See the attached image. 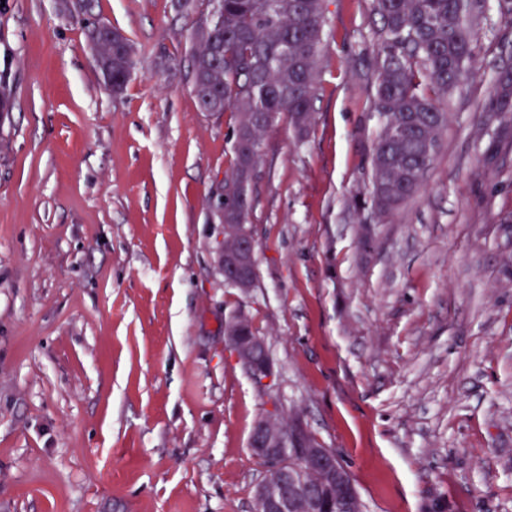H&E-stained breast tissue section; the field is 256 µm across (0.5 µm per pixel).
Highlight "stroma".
Here are the masks:
<instances>
[{
	"label": "stroma",
	"mask_w": 512,
	"mask_h": 512,
	"mask_svg": "<svg viewBox=\"0 0 512 512\" xmlns=\"http://www.w3.org/2000/svg\"><path fill=\"white\" fill-rule=\"evenodd\" d=\"M314 124L264 139L257 283L220 272L212 207L233 113L200 111L173 0H95L134 43L114 99L60 0L0 5V512H252L271 407L349 470L367 512H512V150L478 111L512 66L501 0L449 98L424 190L382 223L369 190L371 0H325ZM253 317L258 388L226 353ZM240 310L230 313L228 317ZM247 318L246 312L241 311L234 317H229L224 321V344L235 361L253 380L263 375L264 377L261 382L267 384L272 381L274 375L273 365L265 342L255 339V337L261 336L257 335L251 318L248 319V324L243 329V336L254 339L244 341L242 336H239L242 326L247 322Z\"/></svg>",
	"instance_id": "1"
}]
</instances>
